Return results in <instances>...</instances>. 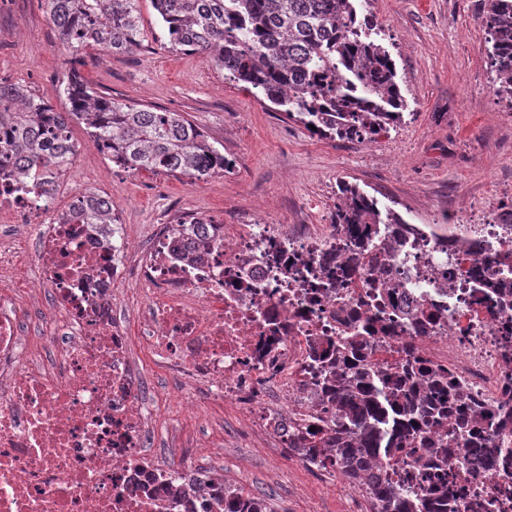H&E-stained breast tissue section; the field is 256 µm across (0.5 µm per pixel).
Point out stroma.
I'll return each mask as SVG.
<instances>
[{
  "instance_id": "1",
  "label": "stroma",
  "mask_w": 512,
  "mask_h": 512,
  "mask_svg": "<svg viewBox=\"0 0 512 512\" xmlns=\"http://www.w3.org/2000/svg\"><path fill=\"white\" fill-rule=\"evenodd\" d=\"M476 2L359 0L383 30L408 103L401 124L368 145L314 135L225 80L208 56L163 49L150 0H140L139 49L76 57L61 47L45 0H0V82L48 96L56 111L67 112L63 88L76 74L112 98L183 113L234 160L229 172L196 183L178 173H132L71 121L78 154L59 205L94 189L109 198L135 242L166 212L183 208L223 214L228 224H326L343 182L410 224H483L512 209V99L493 91ZM246 430L245 414L226 418L223 447L191 454L276 512H367L366 497L346 478L326 480L276 458Z\"/></svg>"
}]
</instances>
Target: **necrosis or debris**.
Returning <instances> with one entry per match:
<instances>
[{
    "instance_id": "1",
    "label": "necrosis or debris",
    "mask_w": 512,
    "mask_h": 512,
    "mask_svg": "<svg viewBox=\"0 0 512 512\" xmlns=\"http://www.w3.org/2000/svg\"><path fill=\"white\" fill-rule=\"evenodd\" d=\"M58 188L23 187L0 164V512H223V475L186 455L157 415L149 384L159 374L197 418L245 412L272 452L334 479L295 445L331 427L312 353L378 314L389 328L372 339L369 364L401 360L408 339L479 401L512 398L499 348L512 308L498 305L496 286L512 282V233L501 225H481L457 254L453 232L421 225L384 271L327 288L321 265L345 245L334 225L179 211L131 250L127 225L77 223L57 207ZM496 254L506 267L474 280ZM33 329L46 335L37 347ZM487 454L456 449L444 470L466 487L464 503L495 498L512 512V471ZM434 462L429 448L397 456L417 498L434 488Z\"/></svg>"
}]
</instances>
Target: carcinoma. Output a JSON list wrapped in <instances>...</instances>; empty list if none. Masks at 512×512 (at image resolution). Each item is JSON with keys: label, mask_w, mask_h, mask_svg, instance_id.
Returning <instances> with one entry per match:
<instances>
[{"label": "carcinoma", "mask_w": 512, "mask_h": 512, "mask_svg": "<svg viewBox=\"0 0 512 512\" xmlns=\"http://www.w3.org/2000/svg\"><path fill=\"white\" fill-rule=\"evenodd\" d=\"M65 50L101 47L114 54L141 47L144 29L139 0H45ZM165 29L166 48L206 54L224 78L262 95L277 110L313 133L359 144L374 142L399 124L408 107L395 63L374 24L360 18L356 0H152ZM478 18L489 39L487 56L494 90L512 97V0H480ZM65 92L68 112H57L45 96L0 83V154L14 159V172L35 187L63 166L73 165L77 147L70 120L82 121L112 163L130 171L178 172L204 180L230 170L231 163L180 112L115 100L89 87L78 75ZM75 209L81 224L112 223L111 204L91 190ZM336 233L351 248L336 256L330 284L354 278L400 238L417 233L395 210L349 183L339 185ZM384 330L374 317L351 335L326 342L318 358L327 405L335 412L331 434L300 445L324 463L368 488L371 512H427L423 502L404 495L383 475L381 461L400 448H485L470 436L480 402L443 368L421 374L409 361L393 368H359L368 337ZM238 512H272L264 500L235 490ZM461 494L443 481L437 496L445 505Z\"/></svg>", "instance_id": "1"}]
</instances>
